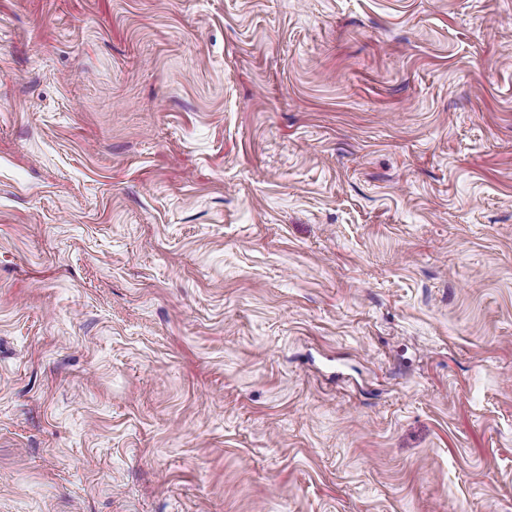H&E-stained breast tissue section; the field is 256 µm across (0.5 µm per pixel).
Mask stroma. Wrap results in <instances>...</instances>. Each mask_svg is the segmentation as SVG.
Here are the masks:
<instances>
[{
    "mask_svg": "<svg viewBox=\"0 0 512 512\" xmlns=\"http://www.w3.org/2000/svg\"><path fill=\"white\" fill-rule=\"evenodd\" d=\"M0 512H512V0H0Z\"/></svg>",
    "mask_w": 512,
    "mask_h": 512,
    "instance_id": "obj_1",
    "label": "stroma"
}]
</instances>
